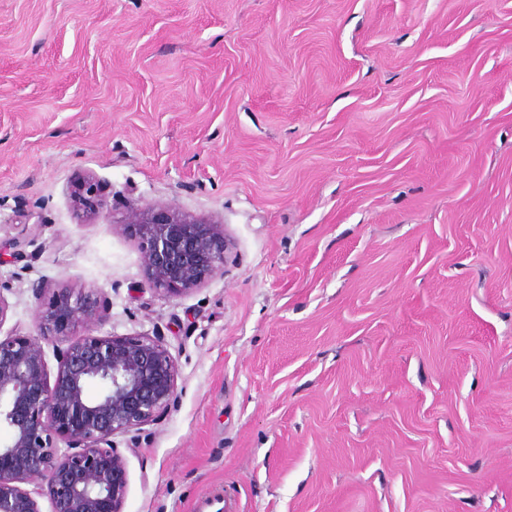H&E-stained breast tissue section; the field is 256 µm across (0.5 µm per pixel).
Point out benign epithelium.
<instances>
[{"mask_svg":"<svg viewBox=\"0 0 512 512\" xmlns=\"http://www.w3.org/2000/svg\"><path fill=\"white\" fill-rule=\"evenodd\" d=\"M77 208L108 207L99 184L72 186ZM117 223L134 227L151 289L174 299L224 273V225L170 206L130 209ZM108 319L101 300L81 288H55L35 312L34 335L0 338V512H123L125 458L114 437L139 434L173 405L177 365L159 336H94L75 327ZM57 336L49 381L40 337ZM98 383L96 397L86 394ZM39 478L44 485L23 488Z\"/></svg>","mask_w":512,"mask_h":512,"instance_id":"benign-epithelium-1","label":"benign epithelium"}]
</instances>
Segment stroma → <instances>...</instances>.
Segmentation results:
<instances>
[{"label": "stroma", "instance_id": "35a3bbf8", "mask_svg": "<svg viewBox=\"0 0 512 512\" xmlns=\"http://www.w3.org/2000/svg\"><path fill=\"white\" fill-rule=\"evenodd\" d=\"M163 205L230 252L173 300ZM41 282L176 361L124 512H512V0H0L1 336ZM71 196L78 210L86 214H96L108 206L101 187L92 179L76 182L72 186ZM141 240L150 289L174 299L224 273V226L170 206L130 209L117 220Z\"/></svg>", "mask_w": 512, "mask_h": 512}]
</instances>
